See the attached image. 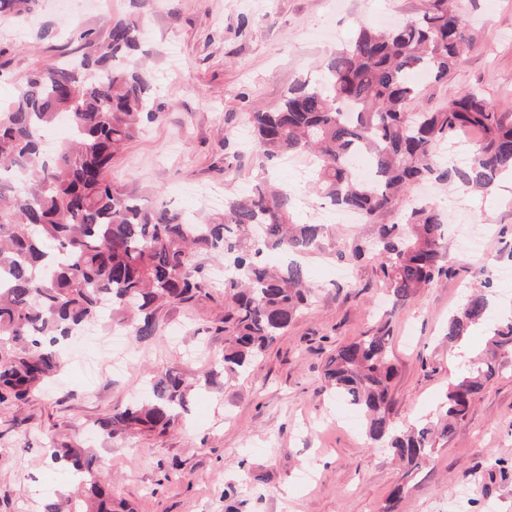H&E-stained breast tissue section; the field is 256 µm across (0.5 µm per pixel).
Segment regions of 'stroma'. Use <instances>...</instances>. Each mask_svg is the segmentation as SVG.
I'll list each match as a JSON object with an SVG mask.
<instances>
[{"instance_id": "1", "label": "stroma", "mask_w": 512, "mask_h": 512, "mask_svg": "<svg viewBox=\"0 0 512 512\" xmlns=\"http://www.w3.org/2000/svg\"><path fill=\"white\" fill-rule=\"evenodd\" d=\"M428 0H153L147 49L169 105L112 160L114 187L153 203L156 190L175 209L201 212L198 191L243 187L254 159L242 153L235 177L224 172V136L249 112L277 106L297 79L345 44L359 25L384 14H419ZM93 13L63 14L39 0L37 20L19 40L0 24V101L32 65L77 54L72 28L105 35L129 0H97ZM476 39L447 80L427 86L421 109H437L479 88L512 120V0H457ZM447 202L454 224H481L480 253L449 239L447 276L395 306L379 270L355 259L377 224H330L305 267L317 288L299 316L252 367L225 378L215 360L225 346L224 290L189 305L161 307L157 336L136 341L97 331L62 376L24 405H0V512H40L46 497L70 492L65 473L42 453V439L71 442L90 433L113 406L138 397L150 374L179 368L190 386L188 412L163 435L97 442V465L112 475L115 512H512V357L472 404L433 460L416 470L369 443L361 417L338 400L325 365L340 345L385 327L397 375L393 415L405 425L432 416L458 356L445 337L448 316L468 289L488 282L495 317L512 315V183L490 194L445 183L425 187Z\"/></svg>"}]
</instances>
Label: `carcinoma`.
<instances>
[{
  "label": "carcinoma",
  "mask_w": 512,
  "mask_h": 512,
  "mask_svg": "<svg viewBox=\"0 0 512 512\" xmlns=\"http://www.w3.org/2000/svg\"><path fill=\"white\" fill-rule=\"evenodd\" d=\"M37 0H0V20L20 22ZM151 0L112 23L107 37L74 30L82 57L30 68L0 106V404L19 406L63 367L60 345L93 324L139 340L156 335L157 303L184 304L207 294L201 256L224 261V373L245 372L312 304L306 268L297 260L271 267L263 255L321 248L322 225L300 221L293 191L271 183L267 163L305 155L317 196L364 222L397 212L371 242L384 288L404 303L444 271L451 214L408 199L411 186L448 181L492 192L512 175V123L476 89L432 112H413L423 93L415 74L434 82L460 67L473 31L450 0L392 27L362 26L319 64L314 81L298 80L271 111L249 113L255 179L224 196L223 212L191 219L165 204L147 206L112 185V158L144 126L162 120L167 103L155 72L132 58L145 35ZM69 133L54 149L44 135L60 116ZM463 127L480 133L469 164L450 166L438 153ZM482 290L463 297L448 318L458 367L436 418L401 428L392 416L396 374L381 329L339 347L326 365L336 397L360 412L366 434L418 468L455 432L471 402L512 355V316L486 325ZM484 331V347L470 341ZM176 368L160 371L145 399L116 405L94 422L112 440L164 433L187 404ZM44 455L66 465L79 495L42 512H112V479L95 470L80 442L49 440Z\"/></svg>",
  "instance_id": "cac0c4a2"
}]
</instances>
